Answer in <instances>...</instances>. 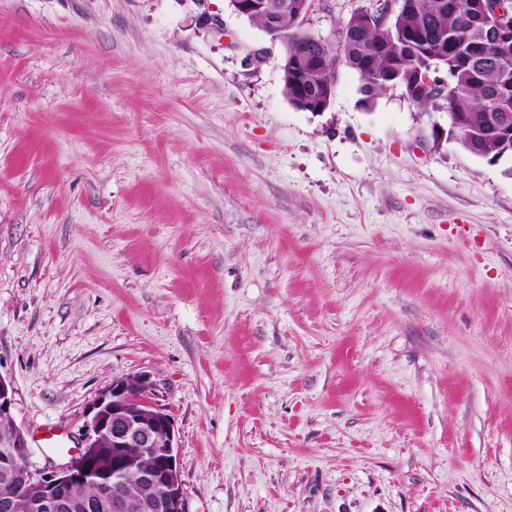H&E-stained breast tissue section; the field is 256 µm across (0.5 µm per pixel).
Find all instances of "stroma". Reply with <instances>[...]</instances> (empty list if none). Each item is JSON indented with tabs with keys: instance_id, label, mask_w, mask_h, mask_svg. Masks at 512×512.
I'll return each instance as SVG.
<instances>
[{
	"instance_id": "obj_1",
	"label": "stroma",
	"mask_w": 512,
	"mask_h": 512,
	"mask_svg": "<svg viewBox=\"0 0 512 512\" xmlns=\"http://www.w3.org/2000/svg\"><path fill=\"white\" fill-rule=\"evenodd\" d=\"M331 2L335 43L368 0ZM359 88L293 108L229 0H0V376L33 463L142 373L186 512H512V176Z\"/></svg>"
}]
</instances>
